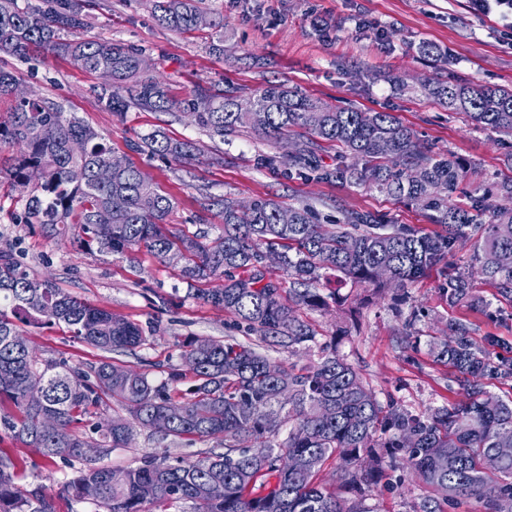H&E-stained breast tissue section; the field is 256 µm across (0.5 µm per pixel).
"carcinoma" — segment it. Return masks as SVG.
I'll return each instance as SVG.
<instances>
[{
	"label": "carcinoma",
	"mask_w": 512,
	"mask_h": 512,
	"mask_svg": "<svg viewBox=\"0 0 512 512\" xmlns=\"http://www.w3.org/2000/svg\"><path fill=\"white\" fill-rule=\"evenodd\" d=\"M92 0H40L19 6L0 0V56L24 59L33 52L60 56L91 71H108L111 84L99 100L122 113L134 106L147 112L177 109L191 123L220 138L249 128L270 141L302 129L306 140L284 158L266 155L260 165L309 168L320 142L364 161L362 167L336 164L321 179L372 186L402 202L421 205L442 231L430 235L410 224H386L374 213L346 212L332 226L315 221L306 205L284 206L256 198L243 207L229 196H209L204 211L221 209L224 224L211 240L176 234L167 227L174 199L135 165L112 173L102 185L95 169L112 147L90 125L49 101L14 97L15 75L0 68V143L22 151L7 171L13 186L27 194L29 224H46L61 233L70 224L86 246L106 254L145 247L160 261L184 260L181 278L192 283L218 277L202 300L230 314L256 339L257 346L233 336L224 340L191 338L179 344L184 368H172L156 385L148 374L110 358L148 341L142 327L88 304L29 276L12 254L0 251V404L15 408L0 415V428L38 450L46 459L74 469L62 492L92 500L105 512H146L157 503L177 508L190 502L194 512H367L362 497L383 476L377 449H391V470L408 469L434 496L420 512H443L435 497L451 503L476 496L485 512H503L512 504V399L484 388L483 379L512 380V358L490 357L489 349L512 351L500 336L476 339L463 322L448 323L438 360L457 372L465 400L432 409L425 416L385 411L356 369L321 346L308 365L285 364L258 351L278 349L300 356L317 345L315 330L294 307L319 308L325 300L317 285L323 271L340 273L355 284L405 288L437 266L473 229L482 234L481 274L512 302V178L495 185L499 204L482 197L465 206L449 196L468 178L467 165L421 146L414 132L392 112H365L321 105L296 89L271 83L249 95L199 87L191 98L174 100L164 82L142 67L144 52L108 40L78 37L88 25ZM200 0H153L160 25L178 32L199 28ZM436 104L465 113L479 127L512 136V89L437 80L422 85ZM137 150L175 160L192 156L194 146L159 131L142 138ZM40 180L30 185V171ZM112 211V224L98 228L99 211ZM488 222H482V216ZM279 252L289 276L288 296L262 271L264 257ZM442 295L448 305H481L472 275L448 274ZM63 324L71 336L105 354L83 367L41 360L20 325ZM105 397L124 407L107 424L85 437L73 429L78 417ZM53 417L52 434L41 429ZM286 437H281L283 429ZM139 430L173 443L224 437V452L199 460L170 461L167 454L147 456L136 468L103 464L117 448H126ZM339 455L344 485L357 492L352 506L317 483L324 463ZM497 459L489 469L484 460ZM26 463L0 451V512H54L43 486L18 488ZM224 484V495L210 497L206 486Z\"/></svg>",
	"instance_id": "1"
}]
</instances>
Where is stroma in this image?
I'll return each mask as SVG.
<instances>
[{"mask_svg":"<svg viewBox=\"0 0 512 512\" xmlns=\"http://www.w3.org/2000/svg\"><path fill=\"white\" fill-rule=\"evenodd\" d=\"M200 7L207 25L183 34L159 25L152 0H96L81 36L143 49L150 72L178 100L200 86L253 90L284 82L327 105L394 113L424 146L476 166L477 182L460 184L453 196L457 203H467L475 187L487 192L494 182L512 176L511 137L476 126L464 113L437 107L420 92V82L427 79L512 89V30L476 17L468 0H201ZM219 20L224 23L220 32L214 28ZM424 41L433 43L439 56L422 55L418 46ZM0 66L16 72L19 94L61 104L102 134L115 155L134 162L169 192L176 200L171 230L217 235L220 214L201 211L197 204L205 195H227L243 203L257 197L286 206L304 202L313 205L322 224L358 211L428 233L437 229L421 206L396 202L374 188L321 180L305 170L258 166L259 155L287 154L288 142L272 144L248 129L213 137L176 110L107 111L98 100L105 82L101 73L67 59L5 56ZM155 130L194 142L195 157L175 162L138 153L140 138ZM25 203L0 178V250L11 251L31 277L51 279L82 301L153 327L147 345L118 355V362L159 382L169 365L180 362L177 341L191 336L244 339L229 314L201 298L207 289L222 287V280L187 285L179 264L159 261L143 250L125 255L87 251L73 233L54 234L43 225L24 223ZM481 255L482 241L472 231L449 259L451 267L473 272L474 288L485 302L478 310L449 306L441 293L445 276L437 269L408 288L382 291L332 276L319 285L327 308L300 306L296 313L316 329L318 342L335 341L382 406L421 415L462 398L454 369L436 358L449 321L467 320L478 338L512 340V303L478 276ZM25 334L44 360L78 365L100 357L61 325L29 326ZM0 450L26 459L19 487L43 485L55 512H100L95 504L62 494L60 484L69 469L61 462L46 461L35 448L4 433ZM223 450L220 437L170 448L144 430L129 447L112 451L105 463L123 469L152 454L195 460ZM428 493L404 471L399 479L373 486L364 505L370 512H419Z\"/></svg>","mask_w":512,"mask_h":512,"instance_id":"35a3bbf8","label":"stroma"}]
</instances>
